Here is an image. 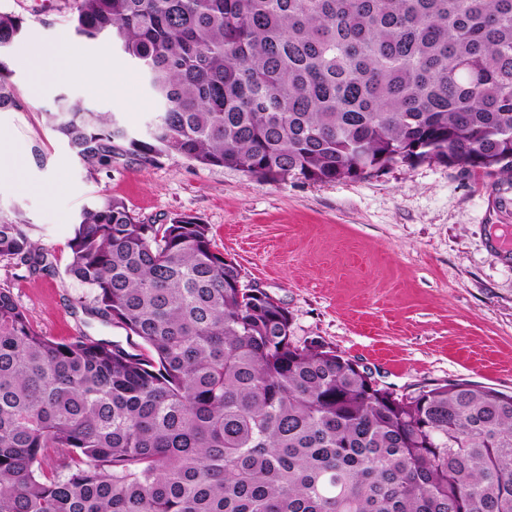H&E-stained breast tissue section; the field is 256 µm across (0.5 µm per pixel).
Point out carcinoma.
<instances>
[{
	"instance_id": "1",
	"label": "carcinoma",
	"mask_w": 512,
	"mask_h": 512,
	"mask_svg": "<svg viewBox=\"0 0 512 512\" xmlns=\"http://www.w3.org/2000/svg\"><path fill=\"white\" fill-rule=\"evenodd\" d=\"M160 104L145 139L62 95L47 122L88 167L176 154L250 177L362 178L439 161L512 176V0H67ZM22 16L0 10V112ZM0 210V259L49 268ZM66 275L127 346L33 328L0 288V512H512V395L397 394L243 284L192 215L103 196ZM58 459L52 471L42 467Z\"/></svg>"
}]
</instances>
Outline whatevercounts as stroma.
Segmentation results:
<instances>
[{
  "label": "stroma",
  "mask_w": 512,
  "mask_h": 512,
  "mask_svg": "<svg viewBox=\"0 0 512 512\" xmlns=\"http://www.w3.org/2000/svg\"><path fill=\"white\" fill-rule=\"evenodd\" d=\"M0 9L25 20L12 76L24 108L0 112L15 165L0 175V209L22 213L52 263L31 274L0 260V287L37 331L125 341L124 329L84 313L87 290L65 274L76 215L108 195L144 219L198 217L215 250L240 264L244 284L288 309L295 343L321 340L396 393L447 381L512 393V253L494 245L499 236L512 243V178L423 162L362 179L266 182L178 155L91 170L46 111L64 93L147 135L158 103L142 70L111 39L69 35L63 0H0ZM61 35L79 80L50 73L32 85L34 48ZM88 73L113 94L96 92Z\"/></svg>",
  "instance_id": "35a3bbf8"
}]
</instances>
